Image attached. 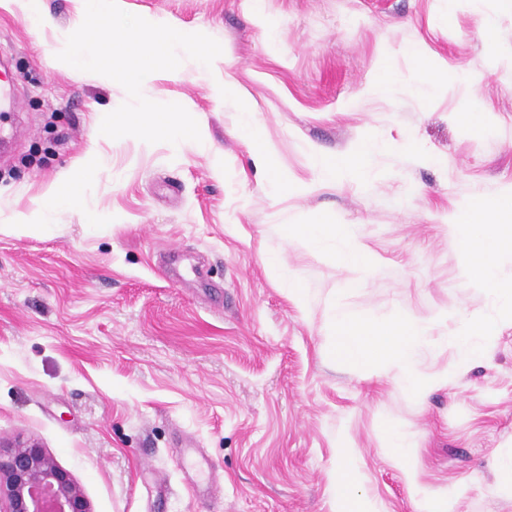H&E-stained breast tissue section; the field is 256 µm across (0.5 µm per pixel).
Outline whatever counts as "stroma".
I'll list each match as a JSON object with an SVG mask.
<instances>
[{"label": "stroma", "mask_w": 512, "mask_h": 512, "mask_svg": "<svg viewBox=\"0 0 512 512\" xmlns=\"http://www.w3.org/2000/svg\"><path fill=\"white\" fill-rule=\"evenodd\" d=\"M34 39L0 6V51L17 104L0 115V439L37 443L92 512H333L339 444L356 452L380 512H414L382 434L398 425L421 484L455 487L459 512H512L491 461L512 454V323L459 363L453 317L487 311L450 218L512 185V10L494 28L447 0H119L125 11L216 39L210 68L152 73L150 100L181 104L209 143L100 139L127 101L105 76L72 75L47 47L84 19L83 0H42ZM450 82L421 94L407 47ZM399 78L390 97L375 72ZM233 83L239 99L218 95ZM478 94L485 130L457 116ZM248 105L299 194L271 195L239 127ZM384 143L375 179L319 182L316 152ZM94 149L103 161L86 171ZM89 176L84 205L22 234L60 173ZM333 219L370 262L346 273L284 225ZM306 288L298 305L268 265ZM373 320L434 318L418 368L446 383L414 395L329 353L332 305Z\"/></svg>", "instance_id": "35a3bbf8"}]
</instances>
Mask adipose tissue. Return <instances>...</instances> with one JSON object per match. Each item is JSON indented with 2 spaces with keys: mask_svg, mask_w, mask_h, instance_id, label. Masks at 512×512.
Wrapping results in <instances>:
<instances>
[{
  "mask_svg": "<svg viewBox=\"0 0 512 512\" xmlns=\"http://www.w3.org/2000/svg\"><path fill=\"white\" fill-rule=\"evenodd\" d=\"M239 123L268 175V189L282 192L288 181L282 176L277 156L265 141L249 107H242ZM381 147L378 140L365 139L347 153L317 154L314 166L320 180L326 183L340 177L366 180L373 174L371 159ZM84 191L85 183L81 180L72 181L64 192L56 185H49L31 214L15 223V230L32 232L56 223L62 210L82 204ZM453 221L460 226L454 246L468 256L471 280L482 286L494 307L493 312H479L459 321L452 341L459 361L464 363L488 349L500 320H512V287L501 285L496 274L500 257L512 252V186L490 203L482 195H475L463 210L454 214ZM285 234L331 254L340 266L354 270V277L345 281L346 287L362 285L360 273L367 266L366 256L351 242L341 225L296 224L288 226ZM329 323V351L334 359L370 372L390 371L396 382L415 395L441 381V374L425 376L417 368L420 352L437 344L433 321H374L335 307L330 311ZM383 441L387 457L406 479L415 512H458L459 497L454 490L434 493L418 482L414 450L402 433L395 429L386 431ZM337 454L342 464L335 477L336 512H379L377 503L362 492V476L353 463V449L342 445Z\"/></svg>",
  "mask_w": 512,
  "mask_h": 512,
  "instance_id": "1",
  "label": "adipose tissue"
}]
</instances>
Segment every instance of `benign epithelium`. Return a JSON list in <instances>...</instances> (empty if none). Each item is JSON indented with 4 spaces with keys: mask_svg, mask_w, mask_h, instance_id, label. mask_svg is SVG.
I'll use <instances>...</instances> for the list:
<instances>
[{
    "mask_svg": "<svg viewBox=\"0 0 512 512\" xmlns=\"http://www.w3.org/2000/svg\"><path fill=\"white\" fill-rule=\"evenodd\" d=\"M0 512H91L81 488L38 444L0 440Z\"/></svg>",
    "mask_w": 512,
    "mask_h": 512,
    "instance_id": "7a95c632",
    "label": "benign epithelium"
}]
</instances>
